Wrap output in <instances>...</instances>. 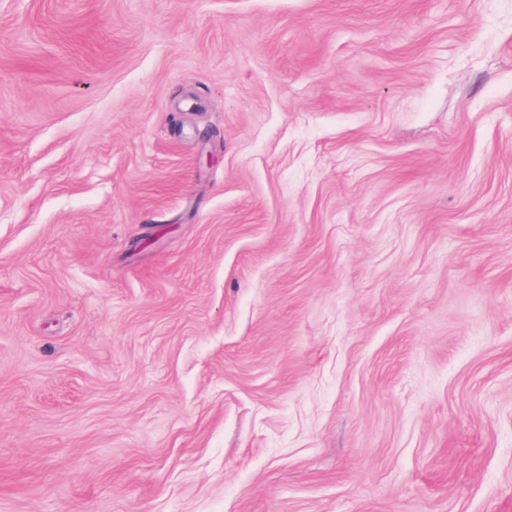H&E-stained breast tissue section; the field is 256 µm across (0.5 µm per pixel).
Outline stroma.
<instances>
[{"mask_svg": "<svg viewBox=\"0 0 512 512\" xmlns=\"http://www.w3.org/2000/svg\"><path fill=\"white\" fill-rule=\"evenodd\" d=\"M0 512H512V0H0Z\"/></svg>", "mask_w": 512, "mask_h": 512, "instance_id": "1", "label": "stroma"}]
</instances>
